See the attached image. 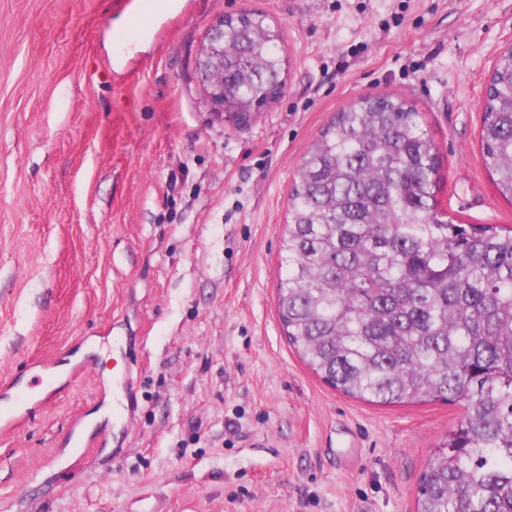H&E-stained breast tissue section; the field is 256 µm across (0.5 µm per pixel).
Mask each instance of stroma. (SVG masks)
<instances>
[{
    "mask_svg": "<svg viewBox=\"0 0 512 512\" xmlns=\"http://www.w3.org/2000/svg\"><path fill=\"white\" fill-rule=\"evenodd\" d=\"M257 11L282 94L235 125L203 34ZM512 0H0V512H416L462 407L325 384L276 309L293 171L334 114L393 94L457 224L512 227L480 146ZM58 363L53 384L39 379Z\"/></svg>",
    "mask_w": 512,
    "mask_h": 512,
    "instance_id": "stroma-1",
    "label": "stroma"
}]
</instances>
